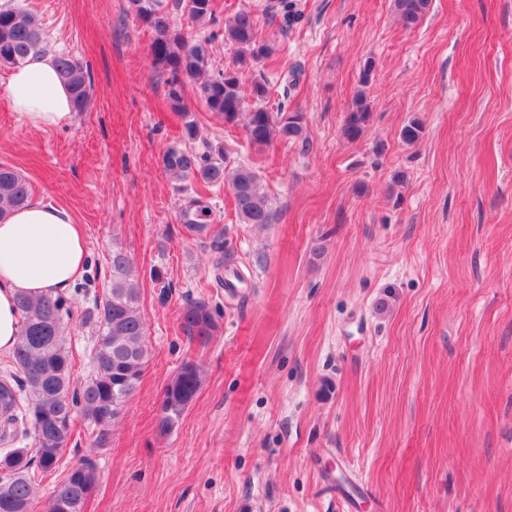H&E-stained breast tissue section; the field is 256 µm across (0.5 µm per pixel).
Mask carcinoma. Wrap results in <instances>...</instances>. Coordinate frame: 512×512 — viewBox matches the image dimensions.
Masks as SVG:
<instances>
[{"mask_svg":"<svg viewBox=\"0 0 512 512\" xmlns=\"http://www.w3.org/2000/svg\"><path fill=\"white\" fill-rule=\"evenodd\" d=\"M135 16L150 28L149 54L153 65L167 74L168 97L184 105L185 94L196 88L208 111L227 125L243 122L246 137L258 148L279 139L307 142L299 112L274 114L265 106L269 86L264 80L247 85L242 68L257 65L275 52L272 44L258 40L257 20L245 10L224 18V28L199 39L174 26L172 11L186 15L197 26L214 22V0H131ZM431 0H394V8L409 27L418 25L429 11ZM237 55L234 66L209 72L210 45L218 36ZM46 53V32L37 15L0 6V69L19 67ZM55 67L69 89L73 111L88 109L94 87L86 66L59 54ZM371 118V105L358 94L348 112L343 133L349 140L361 137ZM424 134L414 118L401 129V139L411 145ZM182 147L167 149L164 168L181 180H197L208 187L227 185L235 199L236 211L244 224L264 225L275 220L277 209L251 167L227 169L223 146L199 135L194 124L185 125ZM29 181L11 166L0 164V221L31 201ZM215 215L202 194L190 197L181 209V223L193 236H202L214 223ZM220 286L231 290L244 282L235 271L233 279L223 277L224 260L214 264ZM111 287L95 304L96 336L89 357L91 375L78 384L73 363L63 338L73 316V302L65 294H48L37 300H18L22 327L12 351L9 368L0 372V461L14 458L16 467L0 477V512H34L35 470L52 471L71 439L76 419L99 428L100 434L120 418L126 401L136 392L145 364V320L140 312V290L132 278L126 253L112 251ZM184 336L207 344L219 328L217 312L202 301H189L179 312ZM201 379L197 367L185 364L165 387L157 428L172 430L195 397ZM32 440V447L22 441ZM97 483L95 464L82 458L73 464L58 484L46 512H82Z\"/></svg>","mask_w":512,"mask_h":512,"instance_id":"1","label":"carcinoma"}]
</instances>
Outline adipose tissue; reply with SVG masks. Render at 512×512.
Segmentation results:
<instances>
[{
	"instance_id": "adipose-tissue-1",
	"label": "adipose tissue",
	"mask_w": 512,
	"mask_h": 512,
	"mask_svg": "<svg viewBox=\"0 0 512 512\" xmlns=\"http://www.w3.org/2000/svg\"><path fill=\"white\" fill-rule=\"evenodd\" d=\"M5 93L11 108L36 126L55 127L72 115L69 90L49 57L17 68ZM86 251L81 225L63 208L33 202L0 221V354L10 353L20 334L18 297L66 293Z\"/></svg>"
}]
</instances>
